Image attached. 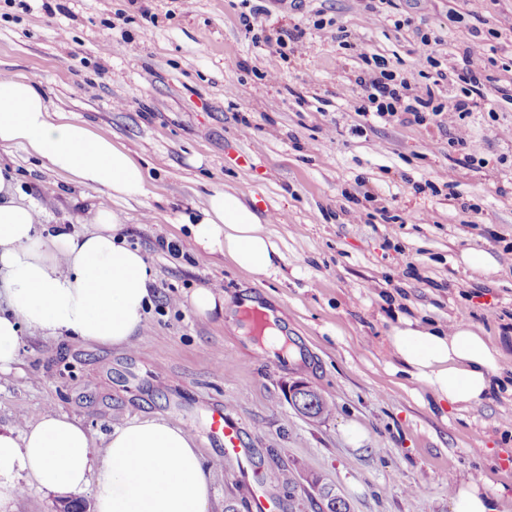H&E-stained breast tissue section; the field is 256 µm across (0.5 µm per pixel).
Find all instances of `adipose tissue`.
<instances>
[{"label": "adipose tissue", "mask_w": 512, "mask_h": 512, "mask_svg": "<svg viewBox=\"0 0 512 512\" xmlns=\"http://www.w3.org/2000/svg\"><path fill=\"white\" fill-rule=\"evenodd\" d=\"M20 147L47 170L106 189L147 195L125 147L51 105L25 74L0 75V149ZM0 166V371L17 361L21 329L112 348L130 347L151 303L153 272L126 246L117 212L97 209L85 233L37 230L43 210L17 195ZM196 244L255 275L276 272L279 250L236 192L217 190L182 215ZM390 346L434 396L465 410L496 382L501 350L459 323L448 331L404 322ZM30 484L77 493L95 486V512H209L211 478L191 433L163 417L133 419L95 439L76 419L46 411L20 434L0 432V500Z\"/></svg>", "instance_id": "ef3b65f1"}]
</instances>
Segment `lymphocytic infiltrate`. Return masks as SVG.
<instances>
[{
  "label": "lymphocytic infiltrate",
  "instance_id": "obj_1",
  "mask_svg": "<svg viewBox=\"0 0 512 512\" xmlns=\"http://www.w3.org/2000/svg\"><path fill=\"white\" fill-rule=\"evenodd\" d=\"M362 60L365 67L356 77V83L363 91L361 113L370 112L385 120L396 118L419 125L434 122L438 116L449 112L464 121L473 114L487 111L489 93L495 83L491 70L498 65L497 58L490 56L482 43L465 47L455 66L449 70L426 51L419 65L432 67L433 86L423 94L414 95L410 92V81L398 77L384 56L366 52ZM451 76L457 80L458 92L449 102H440L433 88Z\"/></svg>",
  "mask_w": 512,
  "mask_h": 512
}]
</instances>
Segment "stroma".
Masks as SVG:
<instances>
[{
    "label": "stroma",
    "mask_w": 512,
    "mask_h": 512,
    "mask_svg": "<svg viewBox=\"0 0 512 512\" xmlns=\"http://www.w3.org/2000/svg\"><path fill=\"white\" fill-rule=\"evenodd\" d=\"M260 2L267 34L305 29L303 53L284 60L254 44L239 0H0V73L28 74L55 106L129 150L149 193L112 198L20 148L0 161L43 207L44 227L80 233L92 211L111 209L155 273L133 348L23 334L17 363L0 372V428L25 431L48 408L97 438L165 417L196 438L211 512L251 500L257 484L274 512L293 499L319 512L324 485L350 512H449V483L472 479L494 512H512V104L493 93L492 114L467 119L488 162L468 169L448 149L451 120L362 115L355 82L364 52L401 75L416 71L425 32L445 65L487 40L512 57V0H379L370 10L364 0ZM319 11L335 26L315 29ZM400 16L411 23L398 30ZM341 28L351 48L339 45ZM220 189L261 216L282 255L276 274L239 269L179 225ZM474 253L490 266L472 267ZM209 285L278 310L299 360L257 352L258 338L228 318L197 316L189 298ZM403 317L431 328L462 319L489 336L502 350L500 389L465 410L437 402L390 353ZM300 383L329 401L330 416L293 407ZM219 408L252 452L248 473L209 434L206 417ZM282 466L294 490L278 481Z\"/></svg>",
    "instance_id": "obj_1"
}]
</instances>
